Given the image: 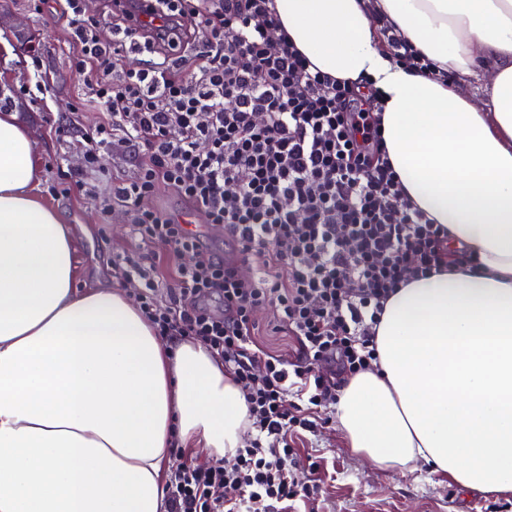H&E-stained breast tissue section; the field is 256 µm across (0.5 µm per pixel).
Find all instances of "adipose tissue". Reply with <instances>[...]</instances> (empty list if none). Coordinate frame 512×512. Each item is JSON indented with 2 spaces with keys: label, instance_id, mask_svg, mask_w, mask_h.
I'll return each mask as SVG.
<instances>
[{
  "label": "adipose tissue",
  "instance_id": "1",
  "mask_svg": "<svg viewBox=\"0 0 512 512\" xmlns=\"http://www.w3.org/2000/svg\"><path fill=\"white\" fill-rule=\"evenodd\" d=\"M316 69L372 77L407 196L448 229L447 269L385 303L378 363L342 389L336 427L380 469L429 468L512 493V0H276ZM384 16L436 66L396 65ZM487 70L480 108L443 72ZM36 143L0 114V512H169L173 444L227 459L241 386L185 337L157 336L120 288L74 284L72 230L32 193Z\"/></svg>",
  "mask_w": 512,
  "mask_h": 512
}]
</instances>
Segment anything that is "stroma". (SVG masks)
Listing matches in <instances>:
<instances>
[{
	"label": "stroma",
	"mask_w": 512,
	"mask_h": 512,
	"mask_svg": "<svg viewBox=\"0 0 512 512\" xmlns=\"http://www.w3.org/2000/svg\"><path fill=\"white\" fill-rule=\"evenodd\" d=\"M0 11L16 15L20 33L0 29V112H13L38 145L40 178L33 193L43 204L58 209L73 231L75 285L124 288L137 297V280L121 276L115 258L137 251L138 241L128 217L120 209L102 212L99 204L111 196L116 177H129L128 158L105 154L106 171L91 175L92 196L80 191L60 196L52 192L58 164L80 168L84 161L81 132L93 128L101 112L79 105L82 84L68 66L72 49L64 18L34 10L33 0H0ZM42 71L45 92L23 93L35 71ZM257 345L285 359L295 354L297 342L288 333L273 330L270 308L258 309ZM304 462L321 472L320 490L302 512H499L504 496L461 487L448 475L429 470H382L366 464L347 447L335 424H326L300 445Z\"/></svg>",
	"instance_id": "1"
}]
</instances>
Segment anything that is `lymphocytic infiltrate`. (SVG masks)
<instances>
[{
  "instance_id": "lymphocytic-infiltrate-1",
  "label": "lymphocytic infiltrate",
  "mask_w": 512,
  "mask_h": 512,
  "mask_svg": "<svg viewBox=\"0 0 512 512\" xmlns=\"http://www.w3.org/2000/svg\"><path fill=\"white\" fill-rule=\"evenodd\" d=\"M145 2L138 21L112 0L98 18L83 0H40L66 19L69 67L103 114L82 135L83 169L64 171L61 191L85 187L107 148L132 155L136 174L115 183L112 202L144 250L115 265L140 283L139 308L156 333L202 344L246 397L250 438L230 460L197 464L175 448L171 512H281L317 493L298 442L333 421L344 382L375 361L389 297L407 278L441 270L447 232L405 195L385 155L381 90L313 70L280 34L275 0ZM102 21L111 42L96 34ZM374 22L392 61L434 71L382 16ZM144 51L155 56L145 68L123 66ZM163 188L223 228L231 253L150 206ZM158 246L174 260L166 276ZM245 262L255 277L240 275ZM262 306L298 338L296 359L256 344Z\"/></svg>"
}]
</instances>
